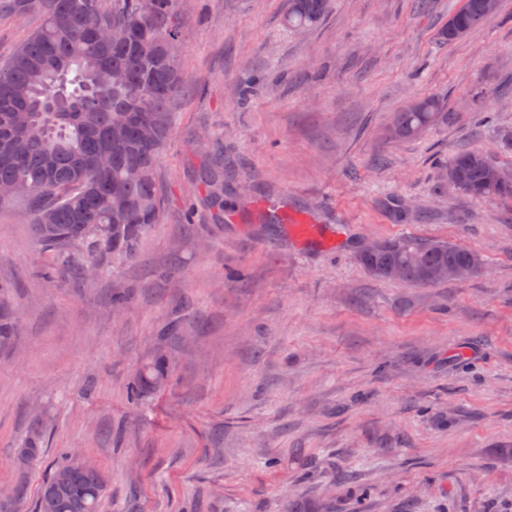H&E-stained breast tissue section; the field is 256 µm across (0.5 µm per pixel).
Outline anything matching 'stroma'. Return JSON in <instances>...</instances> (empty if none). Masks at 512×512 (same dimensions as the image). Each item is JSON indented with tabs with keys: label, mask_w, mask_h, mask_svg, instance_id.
I'll list each match as a JSON object with an SVG mask.
<instances>
[{
	"label": "stroma",
	"mask_w": 512,
	"mask_h": 512,
	"mask_svg": "<svg viewBox=\"0 0 512 512\" xmlns=\"http://www.w3.org/2000/svg\"><path fill=\"white\" fill-rule=\"evenodd\" d=\"M460 4L332 0L295 31L288 0H178L185 83L156 166L162 218L135 258L46 278L25 203L0 205L19 323L0 352V484L24 483L21 512L62 448L106 475L99 512H512V199L437 182L465 148L512 171V0L442 43ZM427 96L448 124L388 140L393 112ZM217 143L236 186L221 224L197 191ZM391 195L421 218L393 223ZM283 197L287 223H262ZM304 215L339 244L299 243ZM405 236L484 269L428 288L369 278L359 245ZM160 351L166 387L129 407ZM41 412L42 453L19 470Z\"/></svg>",
	"instance_id": "stroma-1"
}]
</instances>
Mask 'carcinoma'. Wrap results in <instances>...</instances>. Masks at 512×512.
<instances>
[{
  "label": "carcinoma",
  "mask_w": 512,
  "mask_h": 512,
  "mask_svg": "<svg viewBox=\"0 0 512 512\" xmlns=\"http://www.w3.org/2000/svg\"><path fill=\"white\" fill-rule=\"evenodd\" d=\"M177 0H11L17 18L37 16L40 24L0 63V183L13 185L32 215L35 245L52 258L47 276L89 274L131 260L140 238L159 223L162 193L155 167L170 127V104L183 82L179 44L182 23ZM482 0H463L440 39L453 42L482 25ZM329 0H289L292 29L317 25ZM115 26L134 32L114 45ZM448 119L434 98L408 101L388 127L393 141L419 137ZM155 128V139L141 137ZM446 182L475 199L512 196V173L483 152L462 150L440 169ZM207 203L221 217L230 191L221 154L200 173ZM126 202L123 213L112 199ZM383 208L398 224L414 220L403 200L389 196ZM476 252L440 240L404 237L381 240L358 260L374 280L414 287L450 282L441 268ZM18 317L10 285L0 280V350L14 344ZM168 367L159 355L145 364L126 398L136 405L163 388ZM42 421H35L19 453L22 467L37 456ZM68 474L55 485L59 473ZM108 480L97 467L75 462L73 449L60 451L52 475L42 484L35 512H98Z\"/></svg>",
  "instance_id": "cac0c4a2"
}]
</instances>
